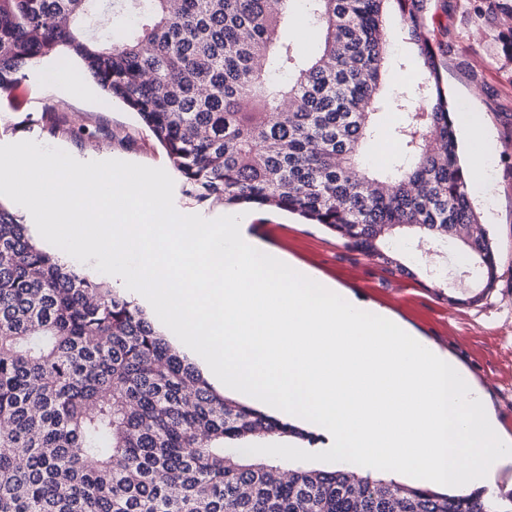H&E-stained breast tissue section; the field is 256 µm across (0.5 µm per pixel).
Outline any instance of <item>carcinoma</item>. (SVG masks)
<instances>
[{
  "instance_id": "1",
  "label": "carcinoma",
  "mask_w": 512,
  "mask_h": 512,
  "mask_svg": "<svg viewBox=\"0 0 512 512\" xmlns=\"http://www.w3.org/2000/svg\"><path fill=\"white\" fill-rule=\"evenodd\" d=\"M292 0H0V92L59 53L138 114L186 194L296 213L410 275L399 234L498 271L469 196L429 0H307L317 50L281 35ZM420 59L390 53V15ZM136 24L104 37L127 18ZM395 153L365 167L380 115ZM312 441L216 392L136 303L40 249L0 205V512H512L371 473L231 452Z\"/></svg>"
}]
</instances>
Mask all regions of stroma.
<instances>
[{
    "label": "stroma",
    "mask_w": 512,
    "mask_h": 512,
    "mask_svg": "<svg viewBox=\"0 0 512 512\" xmlns=\"http://www.w3.org/2000/svg\"><path fill=\"white\" fill-rule=\"evenodd\" d=\"M475 0H431L443 79L451 100L463 112L483 113L489 136L500 150L489 172L496 190L475 200L498 259L499 279L479 306L448 303L459 287L446 274L466 268L452 246L429 250L401 242L399 259L408 276L392 274L374 260L347 249L322 225L272 208H247L250 235L264 253L312 270L335 282L350 298L385 310L417 336L455 358L479 387L492 419L512 438V0H495L488 17L475 13ZM72 77L74 97L66 116L69 131L54 135L43 115ZM31 140L79 158L110 152L114 159L171 170L172 164L137 114L109 99L73 57L46 58L8 91L0 92V144Z\"/></svg>",
    "instance_id": "1"
}]
</instances>
